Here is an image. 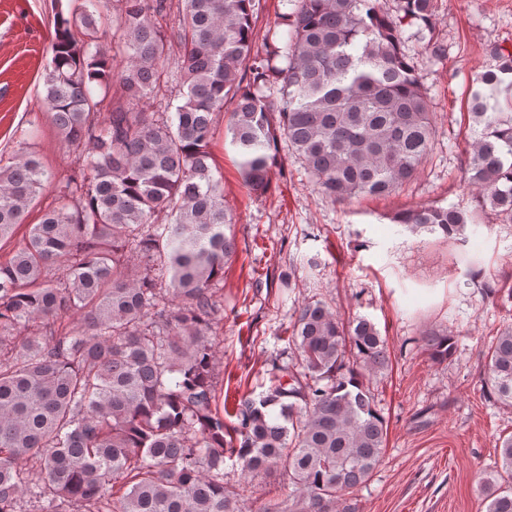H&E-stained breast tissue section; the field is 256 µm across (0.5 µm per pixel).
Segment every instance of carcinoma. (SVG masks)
I'll return each mask as SVG.
<instances>
[{"instance_id": "carcinoma-1", "label": "carcinoma", "mask_w": 512, "mask_h": 512, "mask_svg": "<svg viewBox=\"0 0 512 512\" xmlns=\"http://www.w3.org/2000/svg\"><path fill=\"white\" fill-rule=\"evenodd\" d=\"M57 0L43 105L79 151L55 175L21 142L0 166V512H243L237 478L288 468L287 512H354L347 495L382 461L387 425L367 385L388 363L366 317L344 324L311 300L297 310L291 362L218 406L213 286L237 252L210 164L214 116L245 186L264 194L285 142L331 200L382 197L409 182L434 133L401 51L405 24L430 26L432 0H286L254 49L253 0ZM115 24L110 40L106 28ZM470 101L468 184L512 223V52L496 48ZM281 84V98L267 94ZM166 99L161 112L141 102ZM58 205L21 220L45 187ZM398 224L454 238L474 223L419 206ZM444 361L453 336L423 339ZM485 388L512 408V324L491 342ZM485 512H512V436L482 480Z\"/></svg>"}]
</instances>
